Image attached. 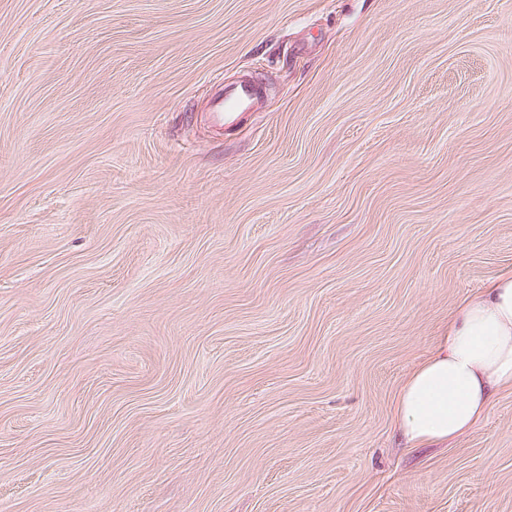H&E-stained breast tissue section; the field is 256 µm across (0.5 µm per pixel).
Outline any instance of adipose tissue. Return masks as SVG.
I'll return each instance as SVG.
<instances>
[{"instance_id":"ef3b65f1","label":"adipose tissue","mask_w":512,"mask_h":512,"mask_svg":"<svg viewBox=\"0 0 512 512\" xmlns=\"http://www.w3.org/2000/svg\"><path fill=\"white\" fill-rule=\"evenodd\" d=\"M512 387V272L490 279L452 309L430 355L398 389L394 413L405 447L472 432L494 397Z\"/></svg>"}]
</instances>
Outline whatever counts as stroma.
Returning a JSON list of instances; mask_svg holds the SVG:
<instances>
[{
  "instance_id": "obj_1",
  "label": "stroma",
  "mask_w": 512,
  "mask_h": 512,
  "mask_svg": "<svg viewBox=\"0 0 512 512\" xmlns=\"http://www.w3.org/2000/svg\"><path fill=\"white\" fill-rule=\"evenodd\" d=\"M511 269L512 0H0V512H512L392 431ZM258 102V86L245 81L235 86H224L223 97L214 105L213 119L217 123H234L245 112L255 109Z\"/></svg>"
}]
</instances>
